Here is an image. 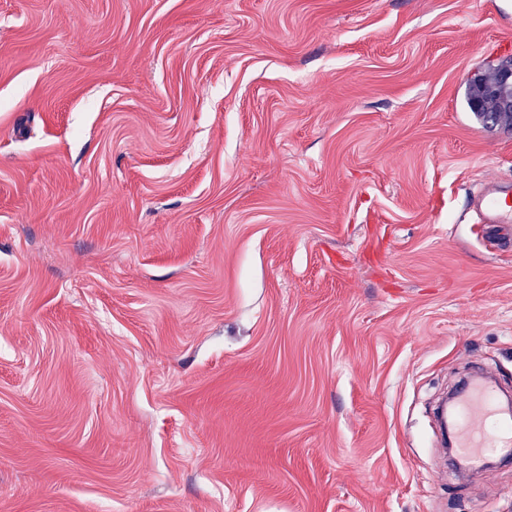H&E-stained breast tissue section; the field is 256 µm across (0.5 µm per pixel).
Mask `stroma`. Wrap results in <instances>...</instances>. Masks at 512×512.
I'll list each match as a JSON object with an SVG mask.
<instances>
[{
	"label": "stroma",
	"instance_id": "obj_1",
	"mask_svg": "<svg viewBox=\"0 0 512 512\" xmlns=\"http://www.w3.org/2000/svg\"><path fill=\"white\" fill-rule=\"evenodd\" d=\"M500 0H0V512H512ZM499 69L491 72L489 75L485 76V78H481V81L477 84L469 83L468 92H467V102L472 112L476 113L478 116L482 117L486 122L490 121L493 124H499L502 122L512 123V110L504 108L503 106L512 104L506 95V90L509 86L512 87V70L509 68H505L501 71L499 84L497 86L491 87L488 89V95L491 97H495L498 101L490 100L487 102L485 108L483 110H477L473 106V99L479 94L480 89L484 85L494 84L497 82ZM478 209L483 223L495 224V227L508 229V237L512 235V200L507 195L497 194L493 185L482 189L477 195ZM496 400L490 384L475 383L459 392L454 450L480 470L491 457H512L511 416L497 413Z\"/></svg>",
	"mask_w": 512,
	"mask_h": 512
}]
</instances>
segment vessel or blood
<instances>
[{"mask_svg":"<svg viewBox=\"0 0 512 512\" xmlns=\"http://www.w3.org/2000/svg\"><path fill=\"white\" fill-rule=\"evenodd\" d=\"M484 223L504 228L512 225V197L488 186L477 195ZM497 391L489 384H474L459 393L456 452L477 469L489 458H512V417L498 414Z\"/></svg>","mask_w":512,"mask_h":512,"instance_id":"vessel-or-blood-1","label":"vessel or blood"}]
</instances>
